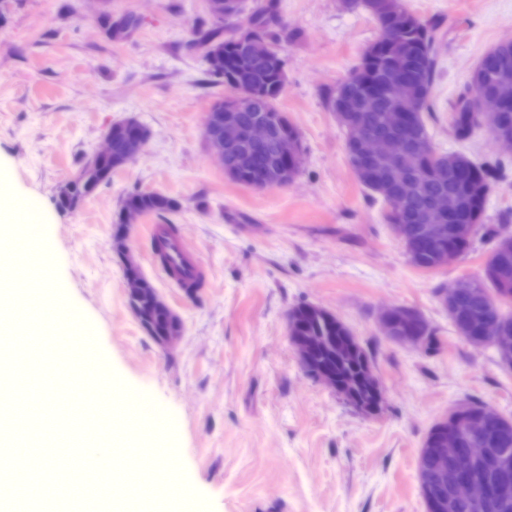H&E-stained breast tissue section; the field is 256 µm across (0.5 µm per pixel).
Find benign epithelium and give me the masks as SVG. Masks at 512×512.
I'll use <instances>...</instances> for the list:
<instances>
[{
  "instance_id": "obj_1",
  "label": "benign epithelium",
  "mask_w": 512,
  "mask_h": 512,
  "mask_svg": "<svg viewBox=\"0 0 512 512\" xmlns=\"http://www.w3.org/2000/svg\"><path fill=\"white\" fill-rule=\"evenodd\" d=\"M236 0H207V9L211 16L222 21L233 14ZM410 66L397 69L384 87L369 84L364 90L363 107L369 108L378 93L383 91L394 104L392 112L386 119L387 132H372L364 121L353 116L348 121L350 141L355 145L350 165L358 175L374 172L379 169L394 170L404 160L402 148L407 145L415 154H428L430 142L418 138L412 125L409 113L403 111L414 99V83L408 77ZM502 96L484 95L477 99V107L485 115L488 127L492 131L494 142L499 146L512 149V128L503 124L500 119ZM122 138L126 159L132 161L138 155L149 133L145 127L134 120H127L112 125L111 132L106 135L105 146L88 160V165H95L100 159L112 155V133ZM206 139L211 153L224 162V149L234 147L241 142L249 144H266L274 137L273 126L264 116L255 118L249 125H241L233 115L221 113L215 121V128H205ZM294 145L288 135L278 138L277 163H269L264 171L263 179L258 186H286L288 180V155ZM474 225L467 224L459 217V210L446 197L433 200L426 210L425 223L419 226L420 239L429 245L434 244L442 235L450 233L457 240L472 236ZM125 265V282L130 309L137 319H142L136 299L142 294L151 297L155 309L175 321L164 335L156 337L157 343L164 347L174 346L182 333V327L176 324L179 317L162 299L157 289L143 274L134 254L123 248ZM472 281L468 278L459 280L443 296V304L449 312L459 296L469 287ZM405 313L395 308L387 309L380 316L381 327L391 340L409 346H417L420 341L419 328L414 323L401 326L400 321ZM289 338L299 357L305 373H310V358L317 348L319 340L313 336H297L294 334L295 320L288 316ZM489 336L495 343L499 353L506 359L512 358V328L494 320L486 321L478 328V337ZM316 379L331 386L349 404L361 413L373 416L380 411L383 401V390L373 367L364 366L362 381L368 386L372 398L368 401L360 399L345 382L336 378L329 371L317 373ZM498 419L492 414L465 420L454 425H447V420L440 422L427 449V455L440 463L437 489L442 491L439 498H430L434 512H444L456 499H464L476 507L483 509L491 503L504 508L512 503V456L494 454L486 447L488 436L497 425Z\"/></svg>"
}]
</instances>
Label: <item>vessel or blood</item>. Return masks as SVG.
Listing matches in <instances>:
<instances>
[{
  "label": "vessel or blood",
  "mask_w": 512,
  "mask_h": 512,
  "mask_svg": "<svg viewBox=\"0 0 512 512\" xmlns=\"http://www.w3.org/2000/svg\"><path fill=\"white\" fill-rule=\"evenodd\" d=\"M146 234L154 261L173 286L189 293L193 288L207 284L208 269L186 246L179 226L150 224L146 227Z\"/></svg>",
  "instance_id": "vessel-or-blood-1"
}]
</instances>
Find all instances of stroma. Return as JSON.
I'll use <instances>...</instances> for the list:
<instances>
[{"instance_id":"1","label":"stroma","mask_w":512,"mask_h":512,"mask_svg":"<svg viewBox=\"0 0 512 512\" xmlns=\"http://www.w3.org/2000/svg\"><path fill=\"white\" fill-rule=\"evenodd\" d=\"M436 25V74L424 119L432 144L506 165L486 209L496 233H512V153L487 131L455 134L450 116L469 92L478 59L512 38V0H404ZM109 35L94 0H0V214L9 251L28 225L44 224L63 308L96 328V347L123 391L141 389L166 411L142 426L169 428L175 464L194 512H426L417 460L432 425L461 400L512 418V371L490 347L457 337L437 293L483 272L492 241L476 236L448 267L414 268L402 243L353 173L328 100L381 32L351 0H279L278 46L287 80L278 106L298 129L294 181L255 189L227 179L208 152L206 114L223 85L206 72L200 38L215 21L204 0H112ZM134 118L150 137L77 209L60 187L99 150L109 128ZM135 191L176 198L164 218L131 224L127 242L183 323L163 349L128 306L115 217ZM178 225L209 270L189 298L150 261L147 224ZM301 304L335 314L371 357L384 388L367 417L303 373L287 316ZM417 310L437 339L430 351L381 333V308Z\"/></svg>"}]
</instances>
